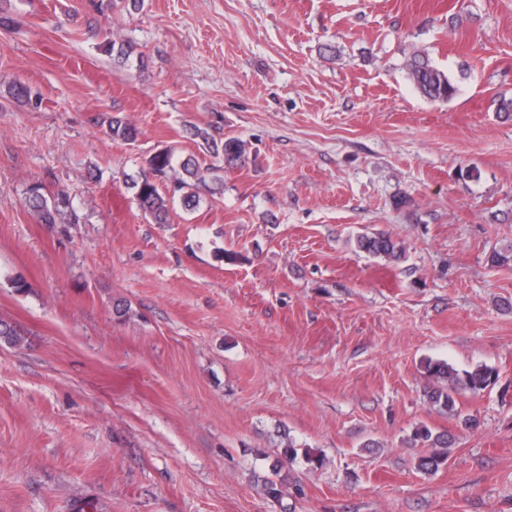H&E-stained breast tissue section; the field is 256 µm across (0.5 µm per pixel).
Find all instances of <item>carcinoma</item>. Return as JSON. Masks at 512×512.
I'll list each match as a JSON object with an SVG mask.
<instances>
[{
  "label": "carcinoma",
  "instance_id": "carcinoma-1",
  "mask_svg": "<svg viewBox=\"0 0 512 512\" xmlns=\"http://www.w3.org/2000/svg\"><path fill=\"white\" fill-rule=\"evenodd\" d=\"M404 68L416 90L431 101H447L456 93V86L448 73L436 66L425 52L416 50L406 58ZM109 134L114 140L132 143L137 140L138 128L131 122L114 117L109 123ZM191 135L203 142L204 149L215 158H223L224 166L202 165L194 156L183 158L172 147H163L149 155L135 177L126 179V187L132 193L140 210L154 224L169 222V204L179 200L187 211L198 209L202 199L198 187L210 183L215 190L224 191L223 168H234L248 156V143L238 137L218 141L205 128L195 126ZM24 205L40 224H54L64 213L75 214L69 194L58 189L48 194L42 185H30L25 192ZM359 250L387 261H399L404 257L403 246L387 233L362 234L356 238ZM23 342L19 330L0 318V344L18 346ZM423 367L431 380L428 397L432 403L450 414H455L456 398L464 393L476 394L486 389L495 379L496 371L477 364L468 370H459L444 360L427 359ZM413 440L430 452L418 459V469L435 472L448 461V448L452 437L446 433H433L422 426L415 430ZM283 463L276 461L271 467L272 477L264 482L265 495L277 502L284 496L286 480L281 477Z\"/></svg>",
  "mask_w": 512,
  "mask_h": 512
}]
</instances>
